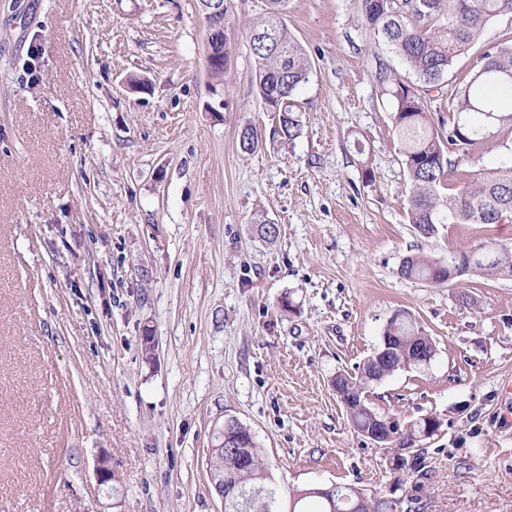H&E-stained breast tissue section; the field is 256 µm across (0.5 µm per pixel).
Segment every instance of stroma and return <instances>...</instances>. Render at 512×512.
I'll return each mask as SVG.
<instances>
[{"mask_svg": "<svg viewBox=\"0 0 512 512\" xmlns=\"http://www.w3.org/2000/svg\"><path fill=\"white\" fill-rule=\"evenodd\" d=\"M266 5L234 0L216 77L197 0H0V512H224L209 452L230 415L280 512L304 488L389 491L386 452L332 381L400 309L436 355L367 404L441 427L399 512H512V277L397 273L408 255L512 245V221L410 224L374 81L380 61L409 70L374 46L359 0H288L313 70L301 136L275 135L249 49ZM247 126L262 134L251 153Z\"/></svg>", "mask_w": 512, "mask_h": 512, "instance_id": "1", "label": "stroma"}]
</instances>
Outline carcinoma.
<instances>
[{
    "mask_svg": "<svg viewBox=\"0 0 512 512\" xmlns=\"http://www.w3.org/2000/svg\"><path fill=\"white\" fill-rule=\"evenodd\" d=\"M288 0H269L267 16L252 33L274 29L281 43L276 53L260 41L249 44L255 62L256 91L269 112L278 113L275 134L293 141L302 133L297 117L301 106L297 95L308 83L312 65L304 47L288 33L282 18ZM360 9L374 43L383 44L408 65L414 80H406L396 70L380 62L375 81L392 103L394 122L403 141L405 165L412 183L408 199L410 223L425 235L437 224H499L512 217V29L505 30L500 42L479 55V64L469 80L448 89V117L433 118L429 110L432 91H441L454 67L455 58L475 45L487 24L512 18V0H360ZM257 129L246 127L240 146L246 153L259 146ZM489 144L505 150L501 166L476 177L454 178L457 161L473 147ZM458 277L479 273L487 277L512 274V246L496 244L485 252H462L445 263L422 255L405 258L398 274L436 285L448 283V269ZM383 335L393 337L402 349L411 337L429 359L435 345L415 319L396 312L387 322ZM405 352L395 354L379 365L366 360L356 376L338 377V397L346 407L358 433L388 416L372 410L364 394L379 379L404 368ZM440 427L434 416L422 418L407 427L396 426L400 447L411 446L402 473L425 469V449L419 447L423 434ZM210 471L224 477V512H258L266 501L269 475L262 453L251 431L240 421L225 425L215 436ZM307 498L322 502L321 512H398V500L369 495L364 489L338 486L320 493L314 489L293 494V512Z\"/></svg>",
    "mask_w": 512,
    "mask_h": 512,
    "instance_id": "obj_1",
    "label": "carcinoma"
}]
</instances>
